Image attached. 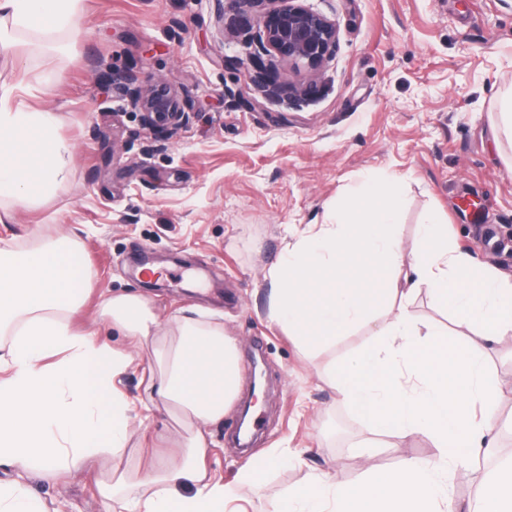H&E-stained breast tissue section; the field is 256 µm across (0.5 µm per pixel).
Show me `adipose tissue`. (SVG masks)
<instances>
[{
    "label": "adipose tissue",
    "instance_id": "ef3b65f1",
    "mask_svg": "<svg viewBox=\"0 0 512 512\" xmlns=\"http://www.w3.org/2000/svg\"><path fill=\"white\" fill-rule=\"evenodd\" d=\"M84 21L83 0H0V52L14 49L17 32L74 34ZM69 161L56 113L20 108L13 87L1 84L0 203L12 210L0 223L49 197ZM403 204L397 181L362 178L328 223L303 230L271 268L268 317L307 350L385 311L376 339L331 369V379L374 432L427 439L439 455L366 471L355 484L318 475L289 489L272 512H512V466L470 506L456 503L447 484L496 435L499 389L485 346L512 338V280L459 250L432 215L405 250L397 221ZM406 264L412 273L404 277ZM89 291L77 241L43 237L26 249L0 241V467L19 474L0 480V512H47L24 475L65 481L101 456L122 462L133 421L159 407L182 425L173 435L180 461L160 459L98 481L105 512H224L233 489L203 461L208 426L239 393L237 340L222 323L188 316L161 328L146 298L119 295L106 310L130 344L99 343L71 324ZM423 292L466 334L418 325L411 305ZM147 346L154 362L132 400L117 380Z\"/></svg>",
    "mask_w": 512,
    "mask_h": 512
}]
</instances>
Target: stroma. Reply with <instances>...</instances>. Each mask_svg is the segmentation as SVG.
Wrapping results in <instances>:
<instances>
[{
	"instance_id": "stroma-1",
	"label": "stroma",
	"mask_w": 512,
	"mask_h": 512,
	"mask_svg": "<svg viewBox=\"0 0 512 512\" xmlns=\"http://www.w3.org/2000/svg\"><path fill=\"white\" fill-rule=\"evenodd\" d=\"M307 4L335 20L339 42L318 71L280 64L283 82L321 87L300 107L254 88L250 50L223 30L214 0H86L88 31L48 34L56 49L46 53L32 52L38 35L27 32L12 55L0 56V83L17 86L23 106L56 112L73 152L67 179L39 207L16 210L0 236L26 246L58 231L82 244L93 293L76 326L124 344L99 316L118 294L146 297L164 325L190 309L211 313L239 343L245 396L253 357L264 356L250 450L234 441L238 404L208 428L206 464L233 485L243 512H270L317 471L353 483L364 465L387 471L438 454L423 438L370 434L330 383L328 370L370 342L372 327L303 350L267 318L270 268L350 187L368 174L399 179L405 248L431 212L462 250L512 275V145L491 133L496 99L512 86V0ZM19 57L27 72L17 68ZM47 70L58 82L36 84ZM126 79L171 81L189 125L171 137L143 129L120 97ZM148 262L164 264L162 278L146 276ZM490 363L502 427L472 471L451 482L466 504L483 479L512 462V344L495 346ZM173 427L162 408L133 423L130 464L168 456L159 434ZM262 453L274 458L268 472L243 481ZM95 479L46 477L30 490L49 512H102Z\"/></svg>"
}]
</instances>
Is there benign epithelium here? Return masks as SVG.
Wrapping results in <instances>:
<instances>
[{"label":"benign epithelium","mask_w":512,"mask_h":512,"mask_svg":"<svg viewBox=\"0 0 512 512\" xmlns=\"http://www.w3.org/2000/svg\"><path fill=\"white\" fill-rule=\"evenodd\" d=\"M230 25L238 32L254 33L253 82L265 97L299 106L318 96L314 81L302 86L284 83L277 63L320 69L336 53L334 20L307 6L306 0H234ZM120 95L140 111L142 125L155 134L170 135L190 120L169 83L144 87L128 79L120 86Z\"/></svg>","instance_id":"7a95c632"}]
</instances>
